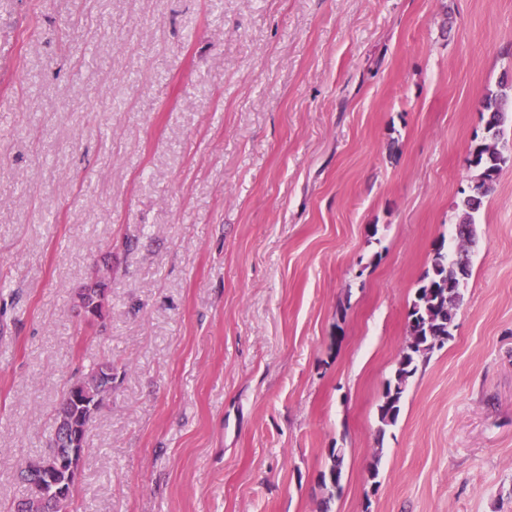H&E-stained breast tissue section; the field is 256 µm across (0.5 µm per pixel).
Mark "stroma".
<instances>
[{
	"instance_id": "stroma-1",
	"label": "stroma",
	"mask_w": 512,
	"mask_h": 512,
	"mask_svg": "<svg viewBox=\"0 0 512 512\" xmlns=\"http://www.w3.org/2000/svg\"><path fill=\"white\" fill-rule=\"evenodd\" d=\"M1 43L0 512L100 362L76 512H512V117L452 336L377 412L512 0H0ZM84 291H87L84 294ZM108 296V288H102L100 291L83 288L78 294L79 301L83 302L87 298L88 305L91 306V319L95 321L103 320ZM329 464L320 474L321 485L328 490L329 495L333 497L337 490H341L343 478L344 451L340 448L329 449Z\"/></svg>"
}]
</instances>
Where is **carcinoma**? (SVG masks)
I'll use <instances>...</instances> for the list:
<instances>
[{"label": "carcinoma", "instance_id": "carcinoma-1", "mask_svg": "<svg viewBox=\"0 0 512 512\" xmlns=\"http://www.w3.org/2000/svg\"><path fill=\"white\" fill-rule=\"evenodd\" d=\"M507 101L508 95L500 93L487 96L484 102V109L490 112L487 130L491 141L479 144L471 154L470 165L478 174L470 192L459 204L462 216L455 227L454 249L450 251L445 242H440L415 292L408 312V343L399 354L392 376L384 383L378 405L382 435L385 427L396 424L406 388L419 363L426 362L452 336L455 310L463 299V283L470 275L468 246L476 235L475 214L493 190L502 165L507 162L498 145L500 127L506 120ZM107 296L106 288L78 294L79 301H88L91 319L95 321L104 318ZM106 382L107 365L100 363L68 386L56 408L50 450L31 460L30 473H21L26 492L13 503L10 512H73L75 481L69 474V466L72 462L80 464L88 427L96 417L88 412L87 404L97 399ZM60 430L67 432L70 438H77L78 448L72 450L65 443L57 442ZM328 458L329 464L321 472L320 482L332 496L341 487L343 449H329Z\"/></svg>", "mask_w": 512, "mask_h": 512}]
</instances>
